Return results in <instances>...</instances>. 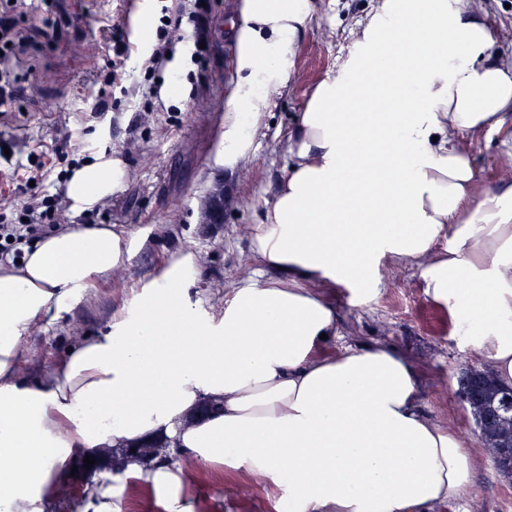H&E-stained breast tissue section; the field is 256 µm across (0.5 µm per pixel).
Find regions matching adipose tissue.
<instances>
[{
  "label": "adipose tissue",
  "instance_id": "adipose-tissue-1",
  "mask_svg": "<svg viewBox=\"0 0 512 512\" xmlns=\"http://www.w3.org/2000/svg\"><path fill=\"white\" fill-rule=\"evenodd\" d=\"M315 16L312 0H236L237 77L216 163L249 158ZM495 43L473 0H378L289 130L288 167L252 227V252L274 275L243 280L222 314L192 302L195 258L178 253L105 332L28 373L34 326L128 263L133 240L86 224L0 267V512H45L80 451L156 435L200 466L261 478L293 512H434L469 488L475 458L424 411L406 354H324L339 322L326 291L370 297L382 267L414 263L459 344L512 386V179L484 175L471 152L512 127V52ZM367 74L375 104L364 112L356 80ZM125 176L121 159L98 155L66 195L83 212ZM211 401L218 412L200 416ZM131 474L168 512H194L170 462L87 487L85 512H115Z\"/></svg>",
  "mask_w": 512,
  "mask_h": 512
}]
</instances>
